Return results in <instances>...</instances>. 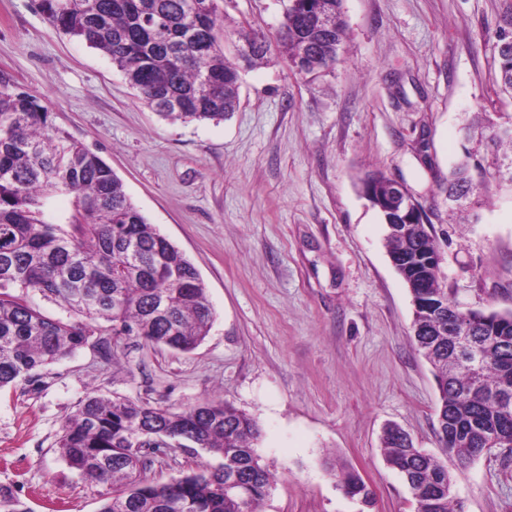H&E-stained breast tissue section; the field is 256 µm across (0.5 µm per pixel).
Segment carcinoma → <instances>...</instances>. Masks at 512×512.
<instances>
[{
    "instance_id": "cac0c4a2",
    "label": "carcinoma",
    "mask_w": 512,
    "mask_h": 512,
    "mask_svg": "<svg viewBox=\"0 0 512 512\" xmlns=\"http://www.w3.org/2000/svg\"><path fill=\"white\" fill-rule=\"evenodd\" d=\"M222 0H37L57 30L110 59L142 100L165 120L222 121L239 105V62L269 49L266 35L240 30L252 48L234 58L224 49ZM345 22L342 0H308L285 8L277 44L292 66L303 58L316 70L338 61ZM498 93L512 97V41L494 42ZM487 155L448 176V194L475 197L512 183V121L486 118ZM390 179H361L364 194L386 224L403 223L383 200ZM72 195L71 230L43 219L44 200ZM436 246L425 225L388 233L391 261L412 284L417 351L432 365L440 395L439 442L462 464L487 448L512 443V311L498 322L472 324L478 370L453 358L455 337L437 316L464 309L439 274L416 256ZM39 292L84 318L47 316L30 299ZM212 309L200 274L127 196L121 179L97 154L54 127L51 112L0 74V390L73 353L99 336H136L182 352L208 335ZM256 422L233 405L209 401L171 411L128 399L88 396L63 427L58 452L79 476L106 486L99 512H255L272 475L253 447ZM199 448L222 462L178 479L147 476L146 455L157 448ZM387 462L404 477L415 512H463L448 494L455 478L437 456L414 447L397 425L382 438ZM345 494L373 506L358 472L337 475Z\"/></svg>"
}]
</instances>
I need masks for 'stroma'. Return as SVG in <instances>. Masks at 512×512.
<instances>
[{"label": "stroma", "mask_w": 512, "mask_h": 512, "mask_svg": "<svg viewBox=\"0 0 512 512\" xmlns=\"http://www.w3.org/2000/svg\"><path fill=\"white\" fill-rule=\"evenodd\" d=\"M286 0H224V29L275 35ZM339 60L297 72L278 52L242 74L221 122L162 120L99 51L51 26L33 0H0V71L97 153L131 201L198 270L213 309L194 350L95 340L0 392V489L29 512H98L105 486L57 451L89 395L181 411L221 400L260 428L276 475L258 512H362L330 464L356 470L372 512H414L384 457L386 424L438 453V393L413 343L410 292L387 228L360 193L365 174L406 184L433 225L440 276L466 308L512 310V189L481 197L480 221L448 209L466 120L512 118L494 93L492 35L512 0H343ZM155 457L161 481L210 462ZM465 512H512V457L446 459Z\"/></svg>", "instance_id": "obj_1"}]
</instances>
